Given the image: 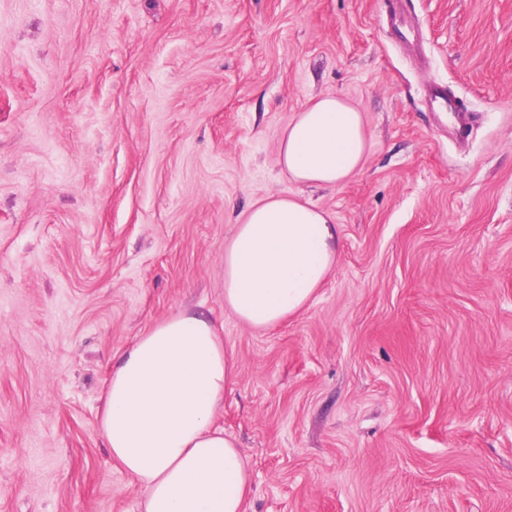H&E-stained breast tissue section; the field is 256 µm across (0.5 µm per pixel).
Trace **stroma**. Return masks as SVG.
<instances>
[{
  "mask_svg": "<svg viewBox=\"0 0 512 512\" xmlns=\"http://www.w3.org/2000/svg\"><path fill=\"white\" fill-rule=\"evenodd\" d=\"M0 0V512H140L99 433L112 358L199 308L238 362L217 422L246 512H512V0ZM470 113L465 138L430 85ZM362 170L293 182L311 101ZM333 216L309 307L224 310V242L268 194ZM428 107L432 112H463L457 104L448 97V91L442 85H433L428 92ZM368 143L362 113L325 95L297 112L282 131L279 165L297 183L337 186L362 169Z\"/></svg>",
  "mask_w": 512,
  "mask_h": 512,
  "instance_id": "stroma-1",
  "label": "stroma"
}]
</instances>
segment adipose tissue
<instances>
[{
    "mask_svg": "<svg viewBox=\"0 0 512 512\" xmlns=\"http://www.w3.org/2000/svg\"><path fill=\"white\" fill-rule=\"evenodd\" d=\"M368 143L362 113L326 95L282 131L279 164L297 183L337 186L361 170ZM339 253L329 212L267 195L237 218L224 243V308L246 326L273 328L307 307ZM237 369L221 326L187 308L115 358L99 429L139 488L141 512H245L247 461L216 423Z\"/></svg>",
    "mask_w": 512,
    "mask_h": 512,
    "instance_id": "obj_1",
    "label": "adipose tissue"
}]
</instances>
